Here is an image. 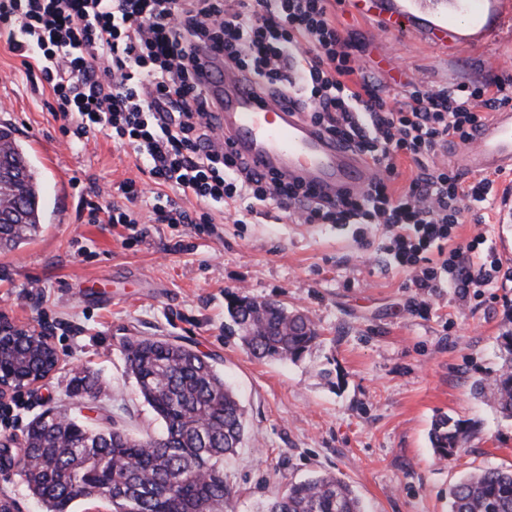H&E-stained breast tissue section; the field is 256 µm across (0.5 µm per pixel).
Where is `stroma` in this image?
<instances>
[{
  "label": "stroma",
  "instance_id": "35a3bbf8",
  "mask_svg": "<svg viewBox=\"0 0 512 512\" xmlns=\"http://www.w3.org/2000/svg\"><path fill=\"white\" fill-rule=\"evenodd\" d=\"M403 14L387 31L351 0L333 9L364 46L359 64L384 95L407 84L454 88L512 72V0H482V15L446 0H381ZM49 91L34 90L0 42V123L11 124L39 174L46 219L31 240L0 250V314L49 328L63 358L38 389L21 394L0 441L21 448L29 423L53 412L95 427L157 435L162 424L126 369L127 341L169 339L207 356L245 411L249 437L224 472L237 488L228 512H257L289 479L331 473L367 512H448L464 473L512 468V420L473 394L500 366L512 330V279L461 297H421L407 273L352 229L327 224H92L84 200L108 207L126 180L142 181L132 150L104 133L63 135ZM490 221L478 223L480 214ZM512 269V223L470 204L453 244L475 236ZM306 314L320 337L296 362L251 356L228 331L229 294ZM99 379L75 391L76 373ZM446 414L474 428L458 456L441 461L429 442Z\"/></svg>",
  "mask_w": 512,
  "mask_h": 512
}]
</instances>
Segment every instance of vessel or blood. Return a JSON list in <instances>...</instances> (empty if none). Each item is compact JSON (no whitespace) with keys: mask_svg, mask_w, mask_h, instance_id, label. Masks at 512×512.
Segmentation results:
<instances>
[{"mask_svg":"<svg viewBox=\"0 0 512 512\" xmlns=\"http://www.w3.org/2000/svg\"><path fill=\"white\" fill-rule=\"evenodd\" d=\"M209 92L224 104L221 135L227 147L252 167L300 181L332 201L374 181V169L359 153L339 147L273 98L249 93L242 73H225ZM455 162L463 173H512V108L499 109L483 122Z\"/></svg>","mask_w":512,"mask_h":512,"instance_id":"obj_1","label":"vessel or blood"}]
</instances>
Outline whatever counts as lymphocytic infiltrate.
<instances>
[{
    "instance_id": "f902f5d3",
    "label": "lymphocytic infiltrate",
    "mask_w": 512,
    "mask_h": 512,
    "mask_svg": "<svg viewBox=\"0 0 512 512\" xmlns=\"http://www.w3.org/2000/svg\"><path fill=\"white\" fill-rule=\"evenodd\" d=\"M0 39L53 95L54 118L84 136L103 131L143 159L179 201L153 206L152 224H211L214 211L256 214L275 203L302 224L363 221L384 230L380 250L418 294L461 296L492 283L501 262L480 238L449 247L468 203L494 179L430 166L437 148L470 142L488 110L512 103L504 82L454 89L409 85L389 103L357 65L331 0H0ZM246 73L261 93L362 153L378 172L363 193L330 204L286 176L253 169L224 145L221 105L200 79L199 50ZM415 172L395 191L400 162ZM208 205L205 213L184 200Z\"/></svg>"
}]
</instances>
